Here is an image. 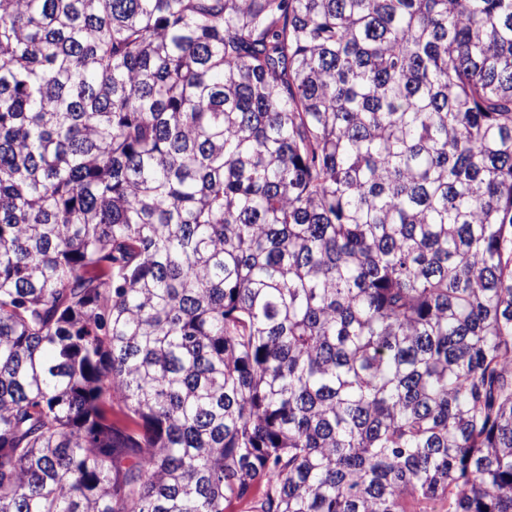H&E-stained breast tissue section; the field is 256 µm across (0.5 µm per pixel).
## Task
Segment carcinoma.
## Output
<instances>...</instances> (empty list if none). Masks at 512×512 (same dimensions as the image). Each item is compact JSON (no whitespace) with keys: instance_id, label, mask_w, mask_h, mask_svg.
I'll list each match as a JSON object with an SVG mask.
<instances>
[{"instance_id":"obj_1","label":"carcinoma","mask_w":512,"mask_h":512,"mask_svg":"<svg viewBox=\"0 0 512 512\" xmlns=\"http://www.w3.org/2000/svg\"><path fill=\"white\" fill-rule=\"evenodd\" d=\"M239 504L512 512V0H0V512Z\"/></svg>"}]
</instances>
